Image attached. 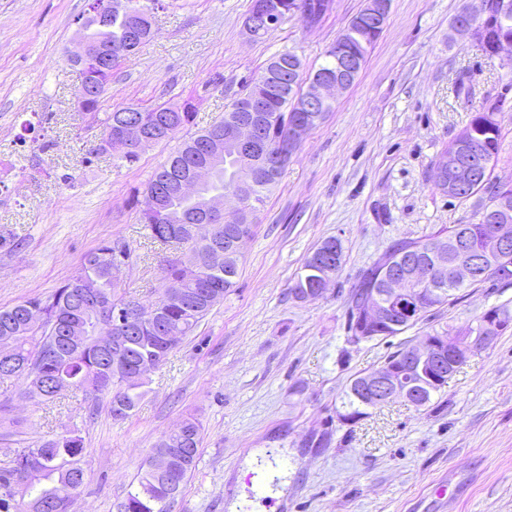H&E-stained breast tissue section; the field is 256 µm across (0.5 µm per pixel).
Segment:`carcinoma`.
Returning a JSON list of instances; mask_svg holds the SVG:
<instances>
[{
  "label": "carcinoma",
  "mask_w": 512,
  "mask_h": 512,
  "mask_svg": "<svg viewBox=\"0 0 512 512\" xmlns=\"http://www.w3.org/2000/svg\"><path fill=\"white\" fill-rule=\"evenodd\" d=\"M297 11L303 13L305 23H319L333 9L334 0H292ZM374 0H367L364 8L351 19L345 36L347 42H336L327 51L319 66L324 71L336 72V58L349 49L365 61L378 36H369L368 11ZM85 36L105 52L112 53V61L91 64L84 72L85 82L107 87L117 65L135 54V50L153 36L152 22L137 15H112L107 26H99L87 16L80 19ZM303 65L293 52L274 57L262 74L245 86L239 97L231 103L224 118L196 132L149 179L146 189L154 193L160 205L153 211H140V222L150 231V238L161 245L187 246L197 256L196 262H182L167 258L162 267L164 287L155 301L146 305L148 316L143 318L134 332L123 335L121 347L102 345L95 337V327L102 312L109 314L121 308L125 292L112 268L118 256L132 259L133 250L123 240H104L86 253L78 274L60 285L51 295L32 297L9 308L0 309V354L16 364V373L0 364V381L23 378L26 387L24 399L37 406H50L61 401L66 393L82 395V409L93 416L99 409V400L108 397V410L112 417L126 419L136 409L144 395L145 380L140 378L137 365L150 363L157 369L168 359L177 343L192 335L202 320L219 303L224 294L235 287L240 275L242 253L229 248L232 232L242 225H253L257 213L264 206L267 193L278 183L288 163L266 177L249 183L242 208L230 211L215 220L220 225L214 237L195 235L186 224L175 223V217L184 209V198L173 188L192 170L207 163L213 136L224 131L249 99L260 96L265 102L263 112L266 150L278 149L283 128L296 115L297 94L289 91L291 82L300 77ZM79 109L91 123L102 127L100 144L95 153L113 151L112 125L118 120L120 109L101 113L102 101L77 96ZM493 104L476 113L470 123L436 156L433 168L440 167L444 159L456 153L461 173L476 174L498 160L500 129L494 119ZM134 117L147 132L170 124L171 135L194 125L196 109L189 102L184 105L163 101L151 107H141ZM223 166L214 169L211 182L203 185L200 196L214 190L234 186L236 180L247 175L255 165L253 160L240 157L233 145L223 142ZM468 197L478 199L475 217L470 224L472 244L485 245L496 227L512 230V184H498L493 191L488 186L476 185ZM457 225L418 239L401 240L393 245L374 266L367 269L349 306L348 332L360 331L368 336H396L400 328L375 325L365 328L361 324L359 306L364 298L379 289V275L383 266L399 256L429 261L443 252L448 261L459 257L453 244ZM342 248L336 237L323 240L304 262L290 289L292 297L303 301L306 294L319 288L326 279H333L340 271L328 264L325 255L336 254ZM86 278L96 284L84 296L77 295V282ZM454 295V286L443 280L424 284L421 291L405 301L416 319H421L432 308L441 306ZM512 327V314L503 306H493L475 319V323L453 333L434 332L452 338L463 352L470 341L481 334L498 336ZM414 385V395L407 402L420 408L430 402L432 395L442 390L429 379L427 373L417 369L408 376ZM344 407L353 418L366 415L367 404L358 390V378H353L346 393ZM201 428L188 418L170 431L162 433L153 445L137 485L131 486L118 504V512H170V506L182 493L190 473L196 467ZM83 438L75 433L41 440L28 448L13 451L11 463L0 467V512H66L57 491L68 486L80 487L85 480L82 466Z\"/></svg>",
  "instance_id": "carcinoma-1"
}]
</instances>
